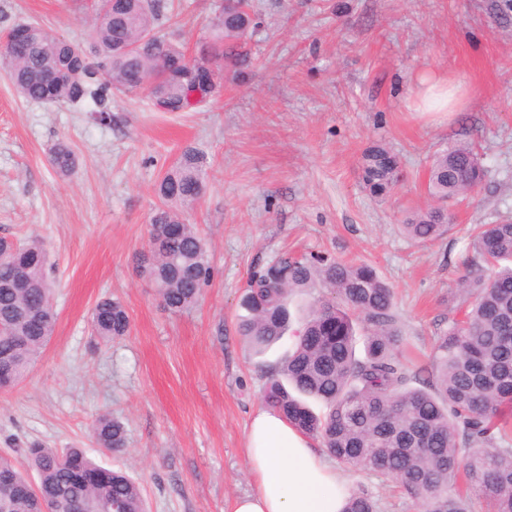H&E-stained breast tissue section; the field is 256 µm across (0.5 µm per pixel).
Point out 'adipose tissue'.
Masks as SVG:
<instances>
[{
    "mask_svg": "<svg viewBox=\"0 0 512 512\" xmlns=\"http://www.w3.org/2000/svg\"><path fill=\"white\" fill-rule=\"evenodd\" d=\"M464 91L460 80L422 78L416 109L456 111ZM245 451L252 488L233 499L228 512H342L350 494L348 482L318 452L313 439L276 411L266 406L256 411Z\"/></svg>",
    "mask_w": 512,
    "mask_h": 512,
    "instance_id": "obj_1",
    "label": "adipose tissue"
}]
</instances>
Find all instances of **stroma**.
Segmentation results:
<instances>
[{
	"label": "stroma",
	"instance_id": "1",
	"mask_svg": "<svg viewBox=\"0 0 512 512\" xmlns=\"http://www.w3.org/2000/svg\"><path fill=\"white\" fill-rule=\"evenodd\" d=\"M164 31L187 51L216 0H166ZM261 25L251 63L226 73L220 96L194 112L154 111L146 93L115 96L112 120L86 108L25 100L0 69V237L40 241L58 320L16 387L0 391V455L82 448L140 486L148 512H225L249 492L244 442L265 379L236 331L253 271L282 254L376 268L394 292L407 349L426 361L448 326L469 227L512 217V0H251ZM35 22L87 45L89 0H0V34ZM465 79L457 112L413 109L418 80ZM476 144L487 170L455 224L422 245L401 224L428 202L431 156ZM66 144L61 176L49 151ZM203 149L206 189L186 215L214 276L199 303L173 314L137 268L158 203L155 187L185 146ZM381 145L402 180L370 196L362 156ZM119 298L127 335L90 328L96 301ZM120 418L127 446L101 453L92 427ZM380 512H419L393 483L343 467ZM49 162L57 173L67 176L75 167V156L68 146L60 143L52 150Z\"/></svg>",
	"mask_w": 512,
	"mask_h": 512
}]
</instances>
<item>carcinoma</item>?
<instances>
[{
    "mask_svg": "<svg viewBox=\"0 0 512 512\" xmlns=\"http://www.w3.org/2000/svg\"><path fill=\"white\" fill-rule=\"evenodd\" d=\"M97 23L88 50L19 23L5 37L10 50L0 65L18 94L40 103L93 104L95 120H112V97L148 90L161 112H188L221 93L210 79L219 70L249 63L239 42L257 27L249 0L218 6L212 38L186 63L174 33H164L165 0H92ZM66 73L55 82L48 72ZM49 162L69 175L72 150L60 143ZM208 161L187 146L166 170L159 205L149 224V250L139 266L165 309L192 308L212 279L208 249L185 223L183 211L205 189ZM486 170L470 143L435 153L426 189L431 204L409 213L402 228L423 244L448 232L459 202L483 182ZM399 161L377 146L362 158V180L374 197L396 187ZM461 265L457 314L437 337L428 361L413 367L401 349L403 330L393 291L366 263L279 257L252 273L241 300L237 333L261 356L293 332L291 346L265 365L263 401L329 455L395 480L422 512H468L457 481L478 493L491 512H512V219L478 224ZM0 388L24 379L54 333L47 254L31 241L0 238ZM319 294L292 328V295ZM95 335L110 341L130 326L123 304L108 296L92 309ZM319 405L314 411L308 401ZM98 447H126L125 424L109 414L94 427ZM28 468L0 457V482L16 492L5 512H34L39 497L55 499V512L80 502L86 512H146L138 484L121 470L98 464L82 448L24 449ZM343 512H379L366 491L353 493Z\"/></svg>",
    "mask_w": 512,
    "mask_h": 512,
    "instance_id": "1",
    "label": "carcinoma"
}]
</instances>
